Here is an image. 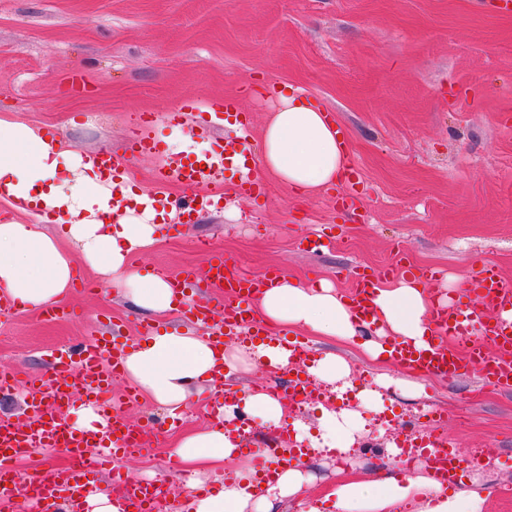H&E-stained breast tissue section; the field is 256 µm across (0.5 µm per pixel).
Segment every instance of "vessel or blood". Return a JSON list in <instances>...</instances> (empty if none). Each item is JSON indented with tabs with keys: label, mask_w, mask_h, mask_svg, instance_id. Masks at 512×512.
I'll return each instance as SVG.
<instances>
[{
	"label": "vessel or blood",
	"mask_w": 512,
	"mask_h": 512,
	"mask_svg": "<svg viewBox=\"0 0 512 512\" xmlns=\"http://www.w3.org/2000/svg\"><path fill=\"white\" fill-rule=\"evenodd\" d=\"M151 142L138 134H131L127 152L115 155L98 151L93 161L100 171H131L138 158L151 153ZM213 165L209 160L183 162L168 161L153 173L158 191L178 186L187 196L179 211L186 219H193L210 206V198L200 195L197 188L212 177ZM480 310L473 317L460 318L458 313L447 309L438 311L436 320L445 335L452 338V345L431 344L430 348L417 349L397 344L393 347L394 361L407 369L453 380L473 370L492 385L512 384V325L489 320L490 312L512 307V284L505 282L493 266H485L478 274ZM178 292H202L214 290L224 302V320L214 331L215 343H223L226 336L263 334L260 321L248 317L247 312L259 280L241 275L236 269L227 268L223 259L210 260L205 277H197L195 271L186 270L176 275L172 282ZM375 286L371 275L356 274L350 297L352 307L360 321H368L371 315L370 294ZM107 346L102 337L84 343L76 352L67 354L53 368L51 376L39 377L28 388L32 395L35 419L28 427L12 426L0 429V472L9 471L13 459L24 457L40 448L65 452L68 464L63 468L37 471L30 479L29 498L36 504L53 505L58 500L70 499L84 492V476L98 466L91 450L98 442L93 435H79L65 426L61 410L69 405L74 396L98 398L102 416L109 422L115 446L113 455L138 452L147 446L145 427L130 423L125 417L126 408L136 404L139 393L135 386H127L118 397H108L113 379L123 369L121 354H113L109 365H102L101 356ZM425 455L437 478L444 483L453 481L458 469L469 459L459 450L451 448L447 441L432 444ZM127 503L133 512H153L160 496L159 491L149 489L139 482L123 478L119 481Z\"/></svg>",
	"instance_id": "b4317fda"
}]
</instances>
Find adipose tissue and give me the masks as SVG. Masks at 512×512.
Returning <instances> with one entry per match:
<instances>
[{
  "label": "adipose tissue",
  "mask_w": 512,
  "mask_h": 512,
  "mask_svg": "<svg viewBox=\"0 0 512 512\" xmlns=\"http://www.w3.org/2000/svg\"><path fill=\"white\" fill-rule=\"evenodd\" d=\"M262 145L263 171L300 197L340 183L349 167L335 122L318 104L291 91L281 95L271 113ZM63 168L72 174L65 183L58 180ZM112 189V180L88 158L40 129L0 115V200L24 213L33 206L53 212L64 225L62 234L53 237L35 224L0 223V294L31 309L57 302L74 275L66 252L72 246L104 285L137 308L157 315L174 310L168 279L140 275L130 265L133 254L154 242L157 212L151 199L134 195L132 204L118 212L112 207ZM255 304L260 318L286 329L306 328L343 341L363 331L349 301L324 280L304 286L282 277L276 287L258 294ZM433 305L430 288L416 278L378 284L371 299L376 336L363 342L364 351L374 359L384 357L387 338L427 347L437 334ZM246 361L281 371L292 366L290 350L277 339L217 350L209 337L173 329L135 344L123 366L153 402L173 412L188 401L196 384L230 376ZM287 408L285 401L257 388L247 393L241 410L268 425L290 426L294 440L315 452L350 447L361 430L359 412L349 407L321 409L314 433L298 421L286 424ZM237 410L218 407L224 425L187 432L172 444L189 475L187 488H196L204 475L215 484L211 493L191 499V512H275L281 499L300 494L313 480L296 464L279 469L275 481L262 483L255 463L225 481L224 465L238 459L241 446L228 427ZM483 493L482 484L454 490L425 473L403 480L353 477L329 488L325 498L336 512H393L405 502L416 504L417 512H481Z\"/></svg>",
  "instance_id": "ef3b65f1"
}]
</instances>
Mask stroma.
<instances>
[{"label": "stroma", "instance_id": "stroma-1", "mask_svg": "<svg viewBox=\"0 0 512 512\" xmlns=\"http://www.w3.org/2000/svg\"><path fill=\"white\" fill-rule=\"evenodd\" d=\"M286 86L335 121L356 166L358 209L338 208L335 188L297 198L269 177L261 196L236 193L239 175L228 163L203 186L223 206L192 224L160 225L155 244L132 258L135 271L201 274L214 254L250 277L277 268L345 294L354 269L379 274L397 261L406 274L433 271V293L465 310L477 305L471 283L483 266L512 283V12L489 0H0V113L80 154L123 152L141 131L158 146L133 168L135 187L147 193L159 164L195 160L238 136L225 123L201 122L227 96L250 121L247 166L258 172L262 131ZM145 112L152 124H142ZM321 230L331 243L311 250ZM73 263L66 318L25 307L0 314V369L18 370L23 381L48 373L53 354L94 336L129 350L145 318L157 331L190 329L174 312L145 317L81 257ZM285 334L311 355L343 357L354 391L372 388L382 401L346 402L332 384L311 381L298 420L313 428L320 406L347 404L364 424L348 469H334L329 450L307 457L314 480L305 499L318 512H331L325 493L350 475L409 477L388 447L402 425L425 440L433 410L445 416L448 442L480 457L458 478L487 487L483 512H512V388L473 372L452 381L410 373L307 329ZM201 388L181 420L140 397L128 415L147 426L149 452L109 460L87 480L110 492L118 471L162 479L168 494L156 512H186L171 444L185 429L215 425V385Z\"/></svg>", "mask_w": 512, "mask_h": 512}]
</instances>
